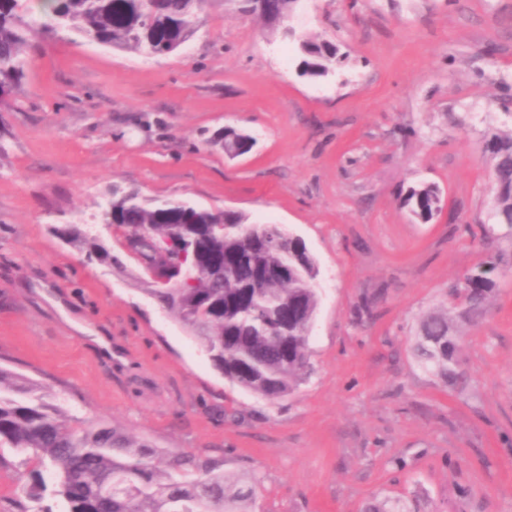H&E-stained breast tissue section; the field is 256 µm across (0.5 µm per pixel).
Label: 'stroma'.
<instances>
[{"mask_svg":"<svg viewBox=\"0 0 512 512\" xmlns=\"http://www.w3.org/2000/svg\"><path fill=\"white\" fill-rule=\"evenodd\" d=\"M297 35L337 45L319 80ZM0 112V365L88 428L258 477L256 512H512V247L491 223L488 133L512 128V0H297L285 25L206 0L177 53L64 33L26 54ZM254 137L232 157L209 138ZM433 183L441 210L413 216ZM232 209L300 236L318 274L311 371L270 401L224 378L98 221L113 185ZM92 226L122 266L60 229ZM499 258L485 318L458 328L468 386L448 389L413 344L471 268ZM0 512H18L22 454L0 452ZM413 214L424 222L429 221L440 210V197L437 188L422 185L412 188L408 195Z\"/></svg>","mask_w":512,"mask_h":512,"instance_id":"obj_1","label":"stroma"}]
</instances>
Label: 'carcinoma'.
Instances as JSON below:
<instances>
[{"label":"carcinoma","instance_id":"carcinoma-1","mask_svg":"<svg viewBox=\"0 0 512 512\" xmlns=\"http://www.w3.org/2000/svg\"><path fill=\"white\" fill-rule=\"evenodd\" d=\"M205 0H0V91L14 92L24 73L25 51L51 32H73L102 46L142 55L177 51L191 36ZM244 15L283 21L297 0H236ZM299 74L317 79L340 61L336 45L314 38L298 41ZM493 161L494 223L483 237L512 243V131L485 141ZM413 214L424 222L440 210L437 188L410 190ZM123 231L146 230L162 244L181 230L196 253V273L187 288H153L151 295L187 327L213 365L233 384L280 399L304 380L310 330L319 297L315 265L300 239L275 224L248 231L239 212L204 209L180 200L145 201L118 189L101 215ZM226 225L222 237L211 225ZM497 262L480 264L448 292L445 311L425 316L415 352L424 369L461 388L464 372L453 334L454 321L475 324L487 311L496 285ZM33 381L0 367V448H14L37 467L22 485L20 512H32L51 490L60 512H253L259 480H232L222 463L178 454L172 472L158 471L159 449L132 441L103 423L77 433L64 415L39 399Z\"/></svg>","mask_w":512,"mask_h":512}]
</instances>
